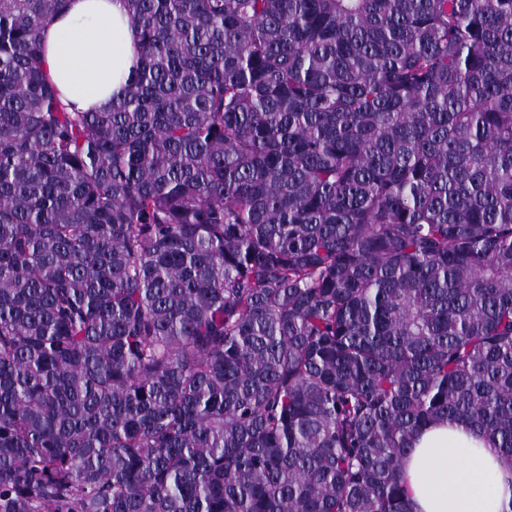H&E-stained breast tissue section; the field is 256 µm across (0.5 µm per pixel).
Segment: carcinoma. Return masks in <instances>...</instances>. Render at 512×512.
Here are the masks:
<instances>
[{
    "label": "carcinoma",
    "instance_id": "1",
    "mask_svg": "<svg viewBox=\"0 0 512 512\" xmlns=\"http://www.w3.org/2000/svg\"><path fill=\"white\" fill-rule=\"evenodd\" d=\"M0 0V512H406L512 464V0H124L68 111ZM402 461L409 512H510L512 466L470 426L423 428Z\"/></svg>",
    "mask_w": 512,
    "mask_h": 512
}]
</instances>
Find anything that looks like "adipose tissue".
<instances>
[{
  "label": "adipose tissue",
  "instance_id": "adipose-tissue-1",
  "mask_svg": "<svg viewBox=\"0 0 512 512\" xmlns=\"http://www.w3.org/2000/svg\"><path fill=\"white\" fill-rule=\"evenodd\" d=\"M42 41L63 103L82 111L102 109L119 95L139 59L123 0H65ZM400 475L408 512H512V466L465 424L423 428Z\"/></svg>",
  "mask_w": 512,
  "mask_h": 512
}]
</instances>
